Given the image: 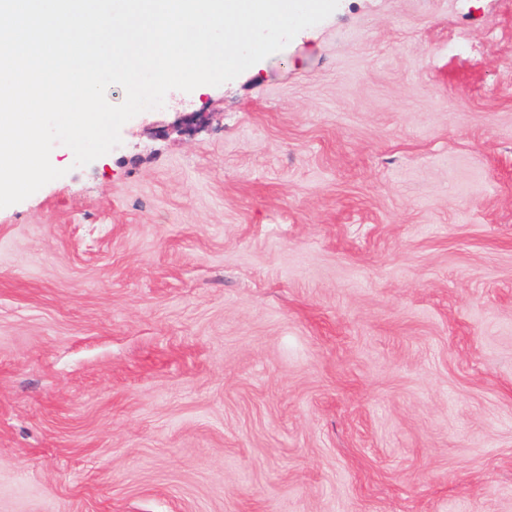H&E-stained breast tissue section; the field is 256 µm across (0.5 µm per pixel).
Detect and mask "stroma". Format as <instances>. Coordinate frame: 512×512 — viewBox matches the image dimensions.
Listing matches in <instances>:
<instances>
[{
  "mask_svg": "<svg viewBox=\"0 0 512 512\" xmlns=\"http://www.w3.org/2000/svg\"><path fill=\"white\" fill-rule=\"evenodd\" d=\"M0 209V512H512V0H339Z\"/></svg>",
  "mask_w": 512,
  "mask_h": 512,
  "instance_id": "1",
  "label": "stroma"
}]
</instances>
